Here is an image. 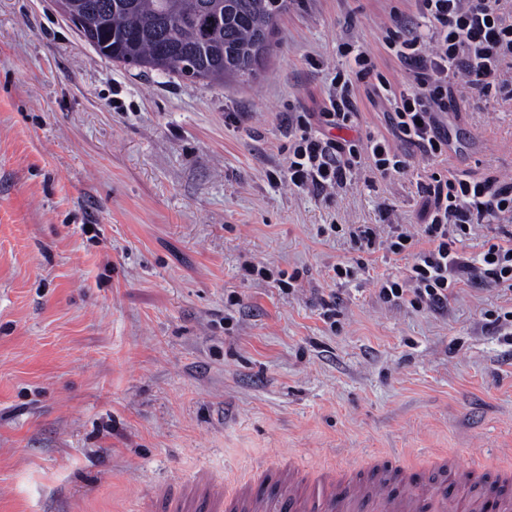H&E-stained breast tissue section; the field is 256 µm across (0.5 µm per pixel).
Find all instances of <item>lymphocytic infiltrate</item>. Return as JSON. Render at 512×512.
<instances>
[{
    "label": "lymphocytic infiltrate",
    "mask_w": 512,
    "mask_h": 512,
    "mask_svg": "<svg viewBox=\"0 0 512 512\" xmlns=\"http://www.w3.org/2000/svg\"><path fill=\"white\" fill-rule=\"evenodd\" d=\"M411 14L395 13L384 30L383 49L402 72L396 85L380 71L372 51L355 42L338 44L347 65L331 72L315 112H286L285 166L268 173L271 184L318 195L359 177L402 174L411 155L382 136L359 132L361 96L389 107L398 138L417 148L430 165L425 190L433 199L424 224H334L359 252L410 257L403 278L380 277L378 294L394 306L447 310L460 288L487 285L512 294V190L491 189L467 174L445 175L436 164L452 135L442 117L454 111L451 78L464 80L471 95L512 101V0H413ZM498 235L483 239L477 257L460 243L485 226Z\"/></svg>",
    "instance_id": "1"
}]
</instances>
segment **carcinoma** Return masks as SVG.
<instances>
[{"label":"carcinoma","instance_id":"cac0c4a2","mask_svg":"<svg viewBox=\"0 0 512 512\" xmlns=\"http://www.w3.org/2000/svg\"><path fill=\"white\" fill-rule=\"evenodd\" d=\"M77 15L83 38L125 66L186 76L207 84L254 79L272 48L288 0H56Z\"/></svg>","mask_w":512,"mask_h":512}]
</instances>
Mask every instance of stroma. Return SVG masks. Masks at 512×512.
<instances>
[{
	"mask_svg": "<svg viewBox=\"0 0 512 512\" xmlns=\"http://www.w3.org/2000/svg\"><path fill=\"white\" fill-rule=\"evenodd\" d=\"M409 0H293L250 83L111 62L53 0H0V512H164L192 483L273 455L342 465L377 450L512 453V349L464 287L444 314L393 307L326 224H418L422 165L325 199L270 185L285 111L319 103L313 60L382 54ZM440 169L512 187V101L459 98ZM94 233H87V225ZM287 271L285 293L243 277ZM336 297L334 319L322 302Z\"/></svg>",
	"mask_w": 512,
	"mask_h": 512,
	"instance_id": "35a3bbf8",
	"label": "stroma"
}]
</instances>
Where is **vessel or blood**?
Masks as SVG:
<instances>
[{"label": "vessel or blood", "instance_id": "vessel-or-blood-1", "mask_svg": "<svg viewBox=\"0 0 512 512\" xmlns=\"http://www.w3.org/2000/svg\"><path fill=\"white\" fill-rule=\"evenodd\" d=\"M488 461L463 467L445 449L432 450L410 466L381 454L370 455L360 481L337 468L316 471L297 464H269L224 481L220 492L206 494L210 512H396L427 505L429 512H459L455 490L476 481ZM474 512H512V469L499 473L495 486L473 503Z\"/></svg>", "mask_w": 512, "mask_h": 512}]
</instances>
